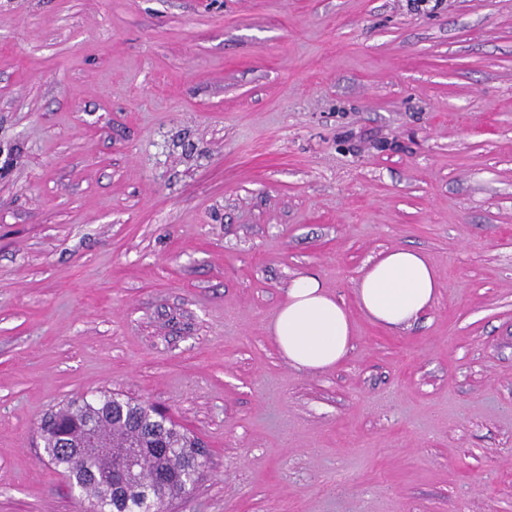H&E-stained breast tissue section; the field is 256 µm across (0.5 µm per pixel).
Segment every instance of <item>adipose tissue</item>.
Listing matches in <instances>:
<instances>
[{
    "label": "adipose tissue",
    "instance_id": "obj_1",
    "mask_svg": "<svg viewBox=\"0 0 512 512\" xmlns=\"http://www.w3.org/2000/svg\"><path fill=\"white\" fill-rule=\"evenodd\" d=\"M439 287L433 269L411 249L385 252L356 285L357 302L374 323L389 329L409 325L429 309ZM269 333L281 355L300 369L341 364L352 348V324L345 306L323 288L316 274L293 278Z\"/></svg>",
    "mask_w": 512,
    "mask_h": 512
}]
</instances>
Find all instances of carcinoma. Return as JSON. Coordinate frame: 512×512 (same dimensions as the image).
Instances as JSON below:
<instances>
[{"instance_id":"1","label":"carcinoma","mask_w":512,"mask_h":512,"mask_svg":"<svg viewBox=\"0 0 512 512\" xmlns=\"http://www.w3.org/2000/svg\"><path fill=\"white\" fill-rule=\"evenodd\" d=\"M39 430L48 463L79 489L85 512H163L189 490L202 447L163 412L106 392L50 411Z\"/></svg>"}]
</instances>
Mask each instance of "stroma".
I'll use <instances>...</instances> for the list:
<instances>
[{
    "mask_svg": "<svg viewBox=\"0 0 512 512\" xmlns=\"http://www.w3.org/2000/svg\"><path fill=\"white\" fill-rule=\"evenodd\" d=\"M395 248L440 288L386 329ZM103 391L204 443L167 512H512V0H0V512H80L38 426ZM438 288L435 272L423 256L401 248L381 254L368 266L357 282L356 297L372 322L395 329L429 309ZM269 333L281 355L300 369L334 367L344 362L353 348L352 324L345 306L310 272L293 278Z\"/></svg>",
    "mask_w": 512,
    "mask_h": 512,
    "instance_id": "obj_1",
    "label": "stroma"
}]
</instances>
